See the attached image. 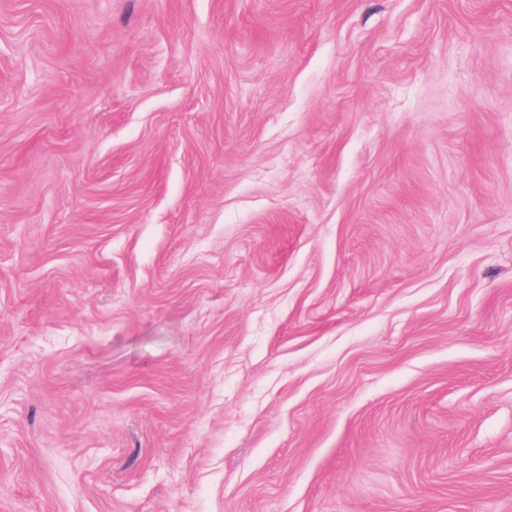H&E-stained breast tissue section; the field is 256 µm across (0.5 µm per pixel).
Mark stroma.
Segmentation results:
<instances>
[{
    "label": "stroma",
    "instance_id": "1",
    "mask_svg": "<svg viewBox=\"0 0 512 512\" xmlns=\"http://www.w3.org/2000/svg\"><path fill=\"white\" fill-rule=\"evenodd\" d=\"M0 512H512V0H0Z\"/></svg>",
    "mask_w": 512,
    "mask_h": 512
}]
</instances>
